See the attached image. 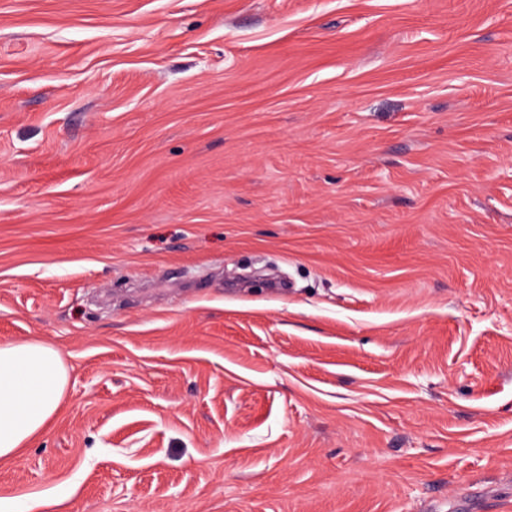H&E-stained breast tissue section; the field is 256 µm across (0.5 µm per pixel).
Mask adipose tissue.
I'll use <instances>...</instances> for the list:
<instances>
[{
  "mask_svg": "<svg viewBox=\"0 0 512 512\" xmlns=\"http://www.w3.org/2000/svg\"><path fill=\"white\" fill-rule=\"evenodd\" d=\"M68 384L53 347L31 339L0 343V458L14 456L47 427Z\"/></svg>",
  "mask_w": 512,
  "mask_h": 512,
  "instance_id": "obj_1",
  "label": "adipose tissue"
}]
</instances>
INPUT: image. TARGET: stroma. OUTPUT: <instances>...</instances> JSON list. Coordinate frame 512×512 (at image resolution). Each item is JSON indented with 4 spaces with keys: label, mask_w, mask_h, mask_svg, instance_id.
I'll return each mask as SVG.
<instances>
[{
    "label": "stroma",
    "mask_w": 512,
    "mask_h": 512,
    "mask_svg": "<svg viewBox=\"0 0 512 512\" xmlns=\"http://www.w3.org/2000/svg\"><path fill=\"white\" fill-rule=\"evenodd\" d=\"M19 338L2 501L512 512V0H0ZM68 384L53 347L31 339L0 343V458L14 456L47 427Z\"/></svg>",
    "instance_id": "stroma-1"
}]
</instances>
